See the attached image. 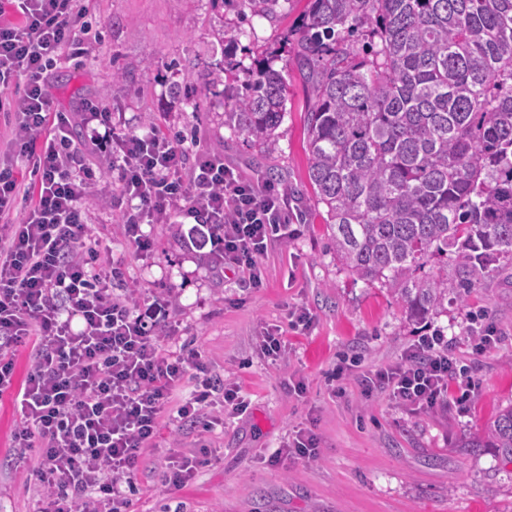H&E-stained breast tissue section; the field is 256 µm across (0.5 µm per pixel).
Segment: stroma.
<instances>
[{
	"label": "stroma",
	"instance_id": "obj_1",
	"mask_svg": "<svg viewBox=\"0 0 512 512\" xmlns=\"http://www.w3.org/2000/svg\"><path fill=\"white\" fill-rule=\"evenodd\" d=\"M83 21L98 43L95 55L61 60L48 73L54 107L84 111L107 98L125 129L152 126L167 135L191 130L200 148L257 180L273 170L298 192L292 206L311 197L306 182L303 116L306 93L288 79V113L267 154L223 125V113L242 91L243 70L255 60L282 68L284 42L308 0H283L273 18L243 12L239 0H82ZM237 29L236 43L223 38ZM220 65L224 82L205 86ZM91 232L112 248L121 274L114 296L148 306L168 300L174 334L163 349L197 350L212 375L235 386L245 413L212 427L162 423L141 456L128 512H512V464L500 449L477 448L500 409L512 405V273L501 272L472 289L465 302L430 325L407 321L386 289L353 282L339 269L318 210L295 225L288 239H273L250 272L217 266L208 248L191 250L190 224H149L148 252L124 235L112 196L88 202ZM307 312V330L293 328L294 312ZM499 341L474 352L481 326ZM444 332L476 387L465 404L447 400L410 412L388 393L364 396V374L397 361L428 328ZM279 331L283 359L263 355L261 339ZM350 372L336 396L329 376L339 361ZM303 382V393L294 385ZM10 395L0 396V512H40L42 491L33 474L35 452L13 445L17 427ZM318 439L316 460L270 456L298 432ZM202 464L180 489L164 476L172 457Z\"/></svg>",
	"mask_w": 512,
	"mask_h": 512
}]
</instances>
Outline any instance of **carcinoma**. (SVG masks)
<instances>
[{
	"instance_id": "1",
	"label": "carcinoma",
	"mask_w": 512,
	"mask_h": 512,
	"mask_svg": "<svg viewBox=\"0 0 512 512\" xmlns=\"http://www.w3.org/2000/svg\"><path fill=\"white\" fill-rule=\"evenodd\" d=\"M288 52L342 271L422 323L512 267V0H309ZM246 74L224 124L270 153L288 72L257 61ZM480 445L512 463V407Z\"/></svg>"
}]
</instances>
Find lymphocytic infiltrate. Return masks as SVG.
<instances>
[{
    "label": "lymphocytic infiltrate",
    "instance_id": "f902f5d3",
    "mask_svg": "<svg viewBox=\"0 0 512 512\" xmlns=\"http://www.w3.org/2000/svg\"><path fill=\"white\" fill-rule=\"evenodd\" d=\"M81 16L79 0H0V110L14 130L0 160V395H13L16 447L37 451L42 512H126L140 452L167 408L184 426L217 402L237 414L247 406L198 351L162 349L170 325L146 323L137 304L113 298L118 271L100 259L109 247L90 235L86 201L113 186L139 251L151 247L144 225L190 218L224 265L249 270L271 239L288 237L290 206L276 185L248 181L184 140L124 132L103 98L87 105L73 139L74 118L53 110L45 74L62 55L84 54ZM92 153L107 168L91 166ZM21 162L35 176V201L20 214ZM27 346L35 357L19 386L15 356ZM189 375L192 391L172 403ZM362 385L417 410L440 404L450 386L467 393L471 381L435 332Z\"/></svg>",
    "mask_w": 512,
    "mask_h": 512
}]
</instances>
